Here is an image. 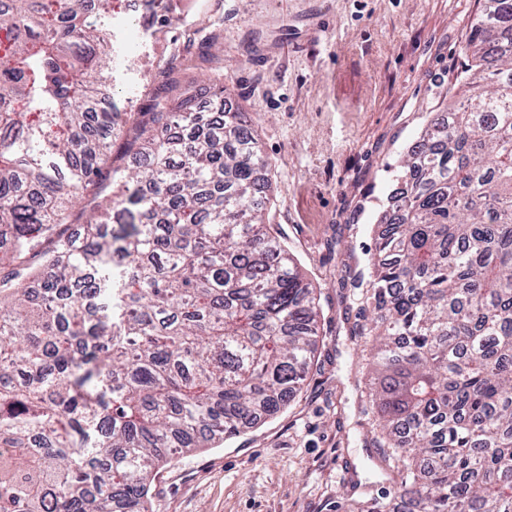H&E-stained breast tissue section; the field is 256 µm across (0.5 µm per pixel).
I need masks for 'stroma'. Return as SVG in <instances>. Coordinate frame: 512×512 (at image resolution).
Returning <instances> with one entry per match:
<instances>
[{
    "mask_svg": "<svg viewBox=\"0 0 512 512\" xmlns=\"http://www.w3.org/2000/svg\"><path fill=\"white\" fill-rule=\"evenodd\" d=\"M478 0H177L142 44L120 21L129 68L118 106L148 89L152 63L184 28L222 25L224 98L247 113L271 168V232L300 262L322 311V341L281 412L217 448L173 455L151 482L150 512H357L396 485L362 414L355 329L370 318L359 274L430 114L453 102Z\"/></svg>",
    "mask_w": 512,
    "mask_h": 512,
    "instance_id": "stroma-1",
    "label": "stroma"
}]
</instances>
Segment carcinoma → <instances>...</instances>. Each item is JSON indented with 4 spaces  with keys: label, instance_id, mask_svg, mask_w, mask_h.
Returning a JSON list of instances; mask_svg holds the SVG:
<instances>
[{
    "label": "carcinoma",
    "instance_id": "cac0c4a2",
    "mask_svg": "<svg viewBox=\"0 0 512 512\" xmlns=\"http://www.w3.org/2000/svg\"><path fill=\"white\" fill-rule=\"evenodd\" d=\"M478 2L465 96L367 262L369 426L400 474L374 512H512V0ZM117 7L0 0V512H149L167 452L280 412L319 342L245 113L175 102L186 62L222 77L223 31L120 112Z\"/></svg>",
    "mask_w": 512,
    "mask_h": 512
}]
</instances>
